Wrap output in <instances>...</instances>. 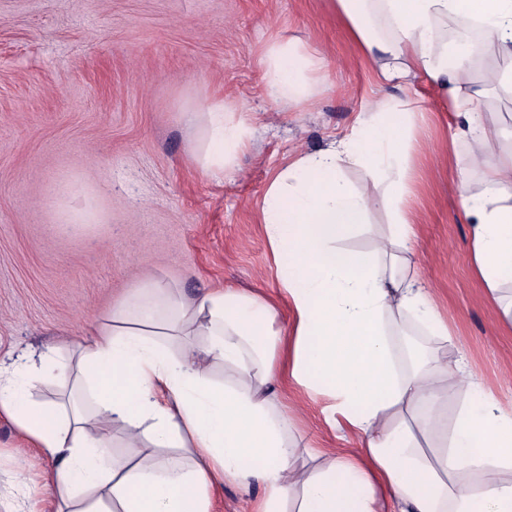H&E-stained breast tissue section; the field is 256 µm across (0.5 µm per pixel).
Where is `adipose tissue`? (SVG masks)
<instances>
[{
    "label": "adipose tissue",
    "instance_id": "ef3b65f1",
    "mask_svg": "<svg viewBox=\"0 0 512 512\" xmlns=\"http://www.w3.org/2000/svg\"><path fill=\"white\" fill-rule=\"evenodd\" d=\"M367 0H333L384 82L425 75L448 99L455 135L470 141L464 169L485 170L482 191L460 181L474 266L490 294L512 273V148L504 149L469 84L487 53L510 60L500 87L512 94V0H376L392 33L379 39ZM467 13L481 41H441L440 26ZM264 92L299 105L314 89L305 73L323 59L298 38L266 47ZM412 102L388 111L375 102L338 142L293 160L268 186L266 236L294 328H274L276 310L231 289L186 296L164 281L128 295L107 322L92 326L69 357L52 346L39 362L0 365V413L53 461L44 486L57 512H210L224 479L259 483L256 512H512V411L479 388L456 405L464 364L421 350L406 361L400 333L416 322L448 338L411 268L417 245L407 203L406 152L395 137ZM193 159L224 177L250 134L244 115L206 105L188 115ZM349 165L390 186L389 233L368 254L340 247L366 224L369 192L341 178ZM41 380L60 393L33 400ZM327 398L331 429L357 435L362 454L299 448L276 382ZM125 451H117L113 433ZM437 439L434 454L423 443Z\"/></svg>",
    "mask_w": 512,
    "mask_h": 512
}]
</instances>
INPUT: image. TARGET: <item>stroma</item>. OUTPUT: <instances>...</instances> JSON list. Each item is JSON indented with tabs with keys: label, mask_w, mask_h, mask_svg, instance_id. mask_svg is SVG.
<instances>
[{
	"label": "stroma",
	"mask_w": 512,
	"mask_h": 512,
	"mask_svg": "<svg viewBox=\"0 0 512 512\" xmlns=\"http://www.w3.org/2000/svg\"><path fill=\"white\" fill-rule=\"evenodd\" d=\"M280 33L325 59L318 91L294 106L261 91L262 54ZM377 99L414 100L400 133L414 193L412 257L471 381L512 408V330L472 263L458 168L470 150L437 86H382L329 0H0V357L77 344L91 320L161 279L192 294L237 288L291 312L262 224L271 181L325 149ZM221 103L244 114L246 148L224 179L191 158L187 112ZM92 208L91 224L61 209ZM300 445L358 452L325 423L324 399L280 384ZM51 461L0 416V496L15 459ZM258 484L233 480L211 512H253Z\"/></svg>",
	"instance_id": "35a3bbf8"
}]
</instances>
